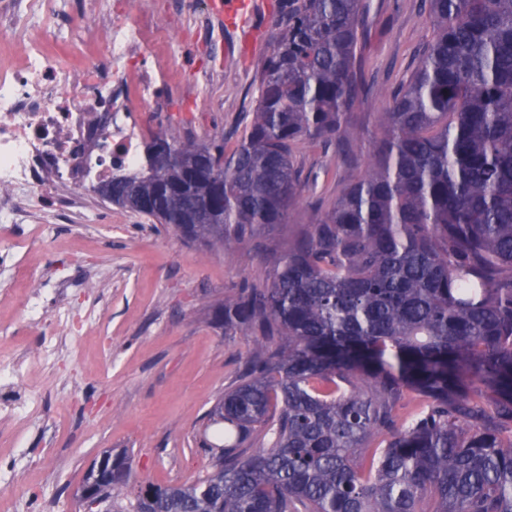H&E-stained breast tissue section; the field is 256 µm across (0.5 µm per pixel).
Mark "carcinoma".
Returning <instances> with one entry per match:
<instances>
[{"mask_svg":"<svg viewBox=\"0 0 512 512\" xmlns=\"http://www.w3.org/2000/svg\"><path fill=\"white\" fill-rule=\"evenodd\" d=\"M424 8L433 38L364 171L268 287L224 299V329L261 339L209 413L219 465L146 497L102 475L105 512H512V0ZM365 33L364 0H288L235 148L158 133L112 164L111 203L226 249L289 223L309 182L293 146L347 143L375 91Z\"/></svg>","mask_w":512,"mask_h":512,"instance_id":"obj_1","label":"carcinoma"}]
</instances>
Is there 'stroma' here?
Instances as JSON below:
<instances>
[{
  "instance_id": "35a3bbf8",
  "label": "stroma",
  "mask_w": 512,
  "mask_h": 512,
  "mask_svg": "<svg viewBox=\"0 0 512 512\" xmlns=\"http://www.w3.org/2000/svg\"><path fill=\"white\" fill-rule=\"evenodd\" d=\"M367 81L389 89L406 80L432 37L421 0H366ZM260 33L225 30L241 41L233 58L219 44H194L186 18L172 54L216 76L199 90L200 105L173 121L180 138L223 141L232 149L251 118L257 74L281 0H256ZM382 96L357 100L348 115L356 136L345 149L302 143L294 158L315 185L304 191L289 224L245 239L234 252L191 243L155 221L89 192L68 223L23 256L11 294L0 302V512H75V491L106 450L128 451L133 486L177 485L212 468L202 449L208 413L233 388L255 346L254 334L225 332L215 308L244 284L269 281V256L286 244L290 224H309L364 167L381 131ZM72 281L64 301H50L48 320H32L23 304L36 273ZM69 309L83 328L57 335L51 321Z\"/></svg>"
}]
</instances>
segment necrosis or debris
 Returning <instances> with one entry per match:
<instances>
[{"instance_id":"necrosis-or-debris-1","label":"necrosis or debris","mask_w":512,"mask_h":512,"mask_svg":"<svg viewBox=\"0 0 512 512\" xmlns=\"http://www.w3.org/2000/svg\"><path fill=\"white\" fill-rule=\"evenodd\" d=\"M130 2L112 0L97 31L84 23L96 0H73L66 29L61 0H0V224L28 223L48 200L69 216L113 163L137 166L142 141L194 95L199 75L153 40L156 12ZM66 35L80 65L51 50Z\"/></svg>"}]
</instances>
